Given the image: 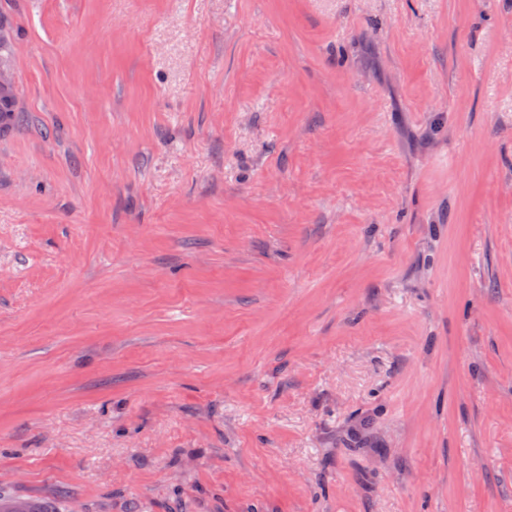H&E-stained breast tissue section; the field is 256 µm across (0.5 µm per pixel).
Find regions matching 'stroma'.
<instances>
[{"label":"stroma","mask_w":512,"mask_h":512,"mask_svg":"<svg viewBox=\"0 0 512 512\" xmlns=\"http://www.w3.org/2000/svg\"><path fill=\"white\" fill-rule=\"evenodd\" d=\"M0 491L512 512V0H0Z\"/></svg>","instance_id":"35a3bbf8"}]
</instances>
